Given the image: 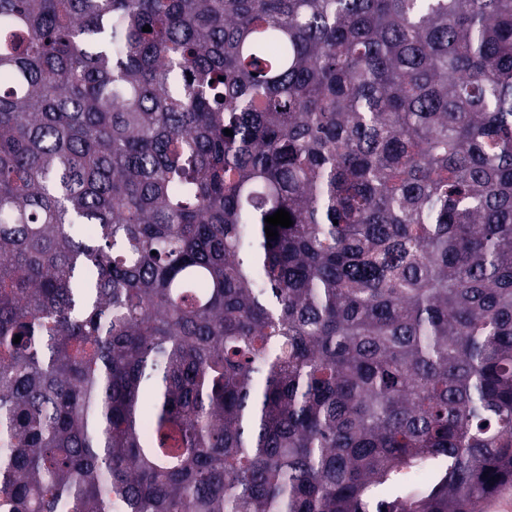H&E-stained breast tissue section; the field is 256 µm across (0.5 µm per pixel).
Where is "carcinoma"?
Returning a JSON list of instances; mask_svg holds the SVG:
<instances>
[{"label": "carcinoma", "mask_w": 512, "mask_h": 512, "mask_svg": "<svg viewBox=\"0 0 512 512\" xmlns=\"http://www.w3.org/2000/svg\"><path fill=\"white\" fill-rule=\"evenodd\" d=\"M509 482L512 0H0V512Z\"/></svg>", "instance_id": "carcinoma-1"}]
</instances>
